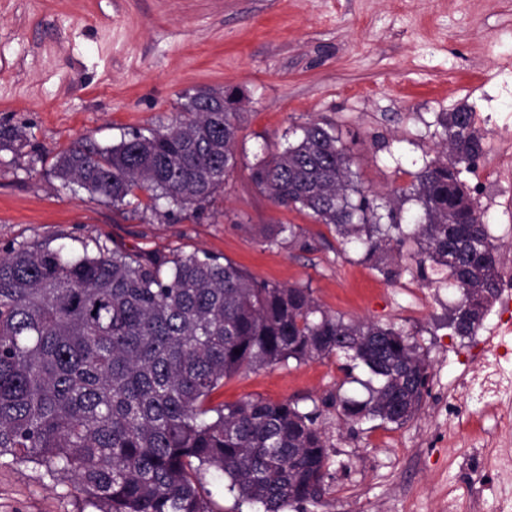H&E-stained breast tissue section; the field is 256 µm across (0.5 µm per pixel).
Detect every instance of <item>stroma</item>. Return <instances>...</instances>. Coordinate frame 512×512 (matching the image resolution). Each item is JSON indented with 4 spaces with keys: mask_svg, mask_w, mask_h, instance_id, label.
Masks as SVG:
<instances>
[{
    "mask_svg": "<svg viewBox=\"0 0 512 512\" xmlns=\"http://www.w3.org/2000/svg\"><path fill=\"white\" fill-rule=\"evenodd\" d=\"M215 88L247 104L236 166L200 216H158L147 195L114 207L63 188L51 165L81 141L118 144L168 123L186 96ZM467 105L484 137L478 164H499L512 141V0H0V126L22 127L35 152L0 151V253L19 244L102 241L131 253L206 252L255 278L311 288L326 312L403 331L429 363V391L400 423L343 424L337 393L363 398L337 357L245 370L213 403L289 400L318 409L330 466L325 491L301 512H470L512 498V440L480 474L448 400L468 372L472 337L448 326L458 292L420 275L415 243L385 277L334 228L274 205L251 170L300 126L335 128L353 155L357 185L378 201L409 187L441 149L442 113ZM494 190L477 204L493 244L512 243V219ZM295 225L298 239L268 246L265 231ZM0 512H95L72 482L34 465L0 464Z\"/></svg>",
    "mask_w": 512,
    "mask_h": 512,
    "instance_id": "35a3bbf8",
    "label": "stroma"
}]
</instances>
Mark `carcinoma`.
Masks as SVG:
<instances>
[{
	"instance_id": "cac0c4a2",
	"label": "carcinoma",
	"mask_w": 512,
	"mask_h": 512,
	"mask_svg": "<svg viewBox=\"0 0 512 512\" xmlns=\"http://www.w3.org/2000/svg\"><path fill=\"white\" fill-rule=\"evenodd\" d=\"M225 95L199 90L169 123L117 145L75 142L56 155L54 176L114 206L143 192L168 215L202 212L235 167L241 113L218 111ZM438 123L444 150L393 192L385 215L320 122L251 177L273 204L333 226L367 260L419 243L420 272L438 265L460 292L449 326L465 337L497 290L496 247L462 180L483 137L470 107ZM29 143L25 129L0 127V151ZM410 200L422 215L409 229ZM289 237L293 225L278 224L266 243ZM333 355L349 360L346 375L369 374L366 399L336 395L344 423H399L420 409L429 364L404 334L331 315L308 288L260 281L207 253L21 244L0 255V459L73 482L97 512H214L203 485L212 470L264 512L314 503L329 461L319 413L257 398L212 406L210 397L244 369Z\"/></svg>"
}]
</instances>
